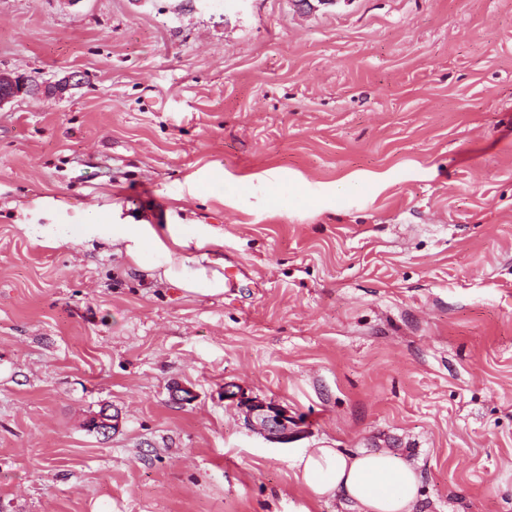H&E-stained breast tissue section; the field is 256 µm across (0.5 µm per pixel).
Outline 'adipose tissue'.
I'll list each match as a JSON object with an SVG mask.
<instances>
[{
    "mask_svg": "<svg viewBox=\"0 0 512 512\" xmlns=\"http://www.w3.org/2000/svg\"><path fill=\"white\" fill-rule=\"evenodd\" d=\"M121 213L114 205L108 216L82 224H29L25 231L50 247L76 240L98 244L151 279L195 297L224 294V236L218 230L205 224H132ZM291 467L313 501L337 498L352 512H415L420 475L399 452L320 446L301 451Z\"/></svg>",
    "mask_w": 512,
    "mask_h": 512,
    "instance_id": "ef3b65f1",
    "label": "adipose tissue"
}]
</instances>
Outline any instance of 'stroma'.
<instances>
[{"mask_svg": "<svg viewBox=\"0 0 512 512\" xmlns=\"http://www.w3.org/2000/svg\"><path fill=\"white\" fill-rule=\"evenodd\" d=\"M73 72L0 106V512H348L291 467L333 444L512 512V0H0V74ZM41 198L219 229L233 286L44 246ZM244 395L243 392H238L234 394V398L237 399L239 406L245 409L247 420L250 422L253 417L257 418L270 439L288 443L292 438V432H288V417L284 412L273 405L263 404Z\"/></svg>", "mask_w": 512, "mask_h": 512, "instance_id": "35a3bbf8", "label": "stroma"}]
</instances>
